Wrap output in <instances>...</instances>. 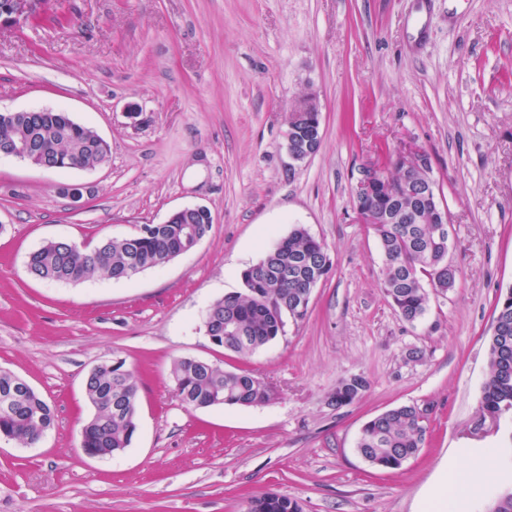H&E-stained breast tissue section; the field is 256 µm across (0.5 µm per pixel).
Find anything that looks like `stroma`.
Segmentation results:
<instances>
[{"mask_svg": "<svg viewBox=\"0 0 512 512\" xmlns=\"http://www.w3.org/2000/svg\"><path fill=\"white\" fill-rule=\"evenodd\" d=\"M305 94L321 143L298 165L286 133ZM32 108L68 112L110 154L55 173L0 161V369L56 413L34 446L0 438V512H246L265 492L302 512H422L444 474L512 446V418L480 409L494 306L512 289V0H51L0 25V112ZM400 153L428 158L459 269L412 324L355 207L362 170L394 174ZM196 205L209 234L162 270L27 272L45 242L91 247ZM297 224L332 262L307 316L248 358L224 351L206 307ZM181 357L253 370L277 395L186 408L170 378ZM116 359L139 379L138 430L91 458L83 381ZM353 375L363 396L329 405ZM413 403L432 410L425 448L372 468L355 451L364 423Z\"/></svg>", "mask_w": 512, "mask_h": 512, "instance_id": "1", "label": "stroma"}]
</instances>
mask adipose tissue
<instances>
[{"mask_svg":"<svg viewBox=\"0 0 512 512\" xmlns=\"http://www.w3.org/2000/svg\"><path fill=\"white\" fill-rule=\"evenodd\" d=\"M497 465V450L483 449L477 458L467 461L444 480L443 495L430 503L433 512H459L460 508L470 507L475 497L487 488L484 476Z\"/></svg>","mask_w":512,"mask_h":512,"instance_id":"ef3b65f1","label":"adipose tissue"}]
</instances>
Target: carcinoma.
I'll use <instances>...</instances> for the list:
<instances>
[{"instance_id": "1", "label": "carcinoma", "mask_w": 512, "mask_h": 512, "mask_svg": "<svg viewBox=\"0 0 512 512\" xmlns=\"http://www.w3.org/2000/svg\"><path fill=\"white\" fill-rule=\"evenodd\" d=\"M314 112L289 113L288 128L307 130ZM26 143L33 152L57 162L58 169H93L109 157L110 148L90 126L65 112L0 113V149ZM430 178L427 158L411 170L381 173L369 195L358 205L380 216L372 225L383 255V286L398 314L407 322L420 320L428 307L424 281L442 291L454 287L458 269L448 261L449 226L438 224L437 205L427 204L415 221L407 219L409 197L402 183L414 186ZM212 226L209 210H190L163 224H143L122 238H107L82 250L65 241H48L30 253L27 272L51 283H80L97 277L115 281L159 269L195 249ZM331 268L325 246L297 225L258 262L241 273L244 291L214 300L203 315L213 343L241 357L272 344L284 333L285 318L306 317L312 291ZM495 329L487 339L488 373L482 386L484 415L500 417L512 410V290L499 298L493 313ZM170 377L181 402L190 408L259 406L273 399L271 386L245 369L224 370L202 365L191 357L176 359ZM19 376L0 370V435L32 446L55 424L52 406L33 388L17 387ZM87 399L94 414L82 430L81 447L118 453L129 447L138 430L137 375L125 363L106 365L87 374ZM367 389L361 376L343 379L329 395L338 408L358 401ZM427 406L403 404L367 421L356 452L371 466L395 471L416 457L427 439ZM247 512H301L295 500L273 493L253 496Z\"/></svg>"}]
</instances>
